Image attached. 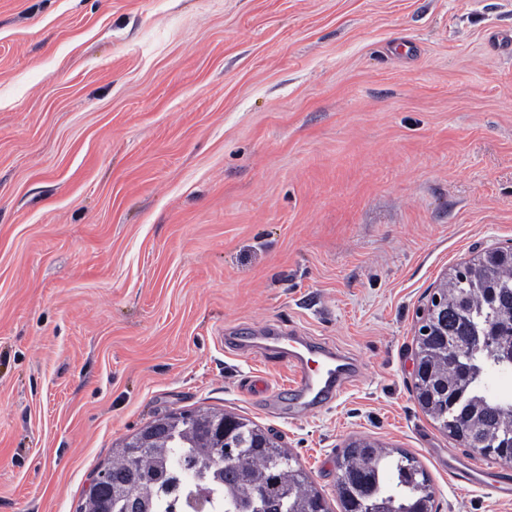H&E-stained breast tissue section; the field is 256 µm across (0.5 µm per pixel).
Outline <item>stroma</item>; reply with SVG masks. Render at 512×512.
<instances>
[{
  "label": "stroma",
  "mask_w": 512,
  "mask_h": 512,
  "mask_svg": "<svg viewBox=\"0 0 512 512\" xmlns=\"http://www.w3.org/2000/svg\"><path fill=\"white\" fill-rule=\"evenodd\" d=\"M512 0H0V512H79L158 415L271 429L326 498L366 437L438 512L512 483L426 416L413 337L452 269L512 246ZM291 324L358 372L312 415L287 364L224 344ZM267 394H251L253 377Z\"/></svg>",
  "instance_id": "stroma-1"
}]
</instances>
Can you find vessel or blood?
<instances>
[{
	"instance_id": "b4317fda",
	"label": "vessel or blood",
	"mask_w": 512,
	"mask_h": 512,
	"mask_svg": "<svg viewBox=\"0 0 512 512\" xmlns=\"http://www.w3.org/2000/svg\"><path fill=\"white\" fill-rule=\"evenodd\" d=\"M254 333L231 332V348L240 352L259 347L261 354L271 360H288L295 377L288 390L300 413L313 414L333 404L358 365L343 350L312 340L295 328L269 327L264 331L262 345H255Z\"/></svg>"
}]
</instances>
